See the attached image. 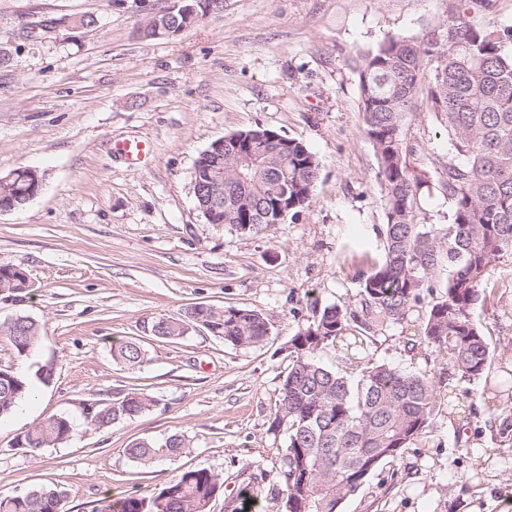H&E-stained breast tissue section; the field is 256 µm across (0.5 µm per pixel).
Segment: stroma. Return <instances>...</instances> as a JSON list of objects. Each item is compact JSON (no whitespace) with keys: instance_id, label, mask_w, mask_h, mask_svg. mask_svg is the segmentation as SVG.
I'll return each mask as SVG.
<instances>
[{"instance_id":"1","label":"stroma","mask_w":512,"mask_h":512,"mask_svg":"<svg viewBox=\"0 0 512 512\" xmlns=\"http://www.w3.org/2000/svg\"><path fill=\"white\" fill-rule=\"evenodd\" d=\"M448 0H224V10L170 38L138 31L135 0H0V176L39 171L38 193L0 211V264L30 288L0 293V321L28 316L42 335L18 355L0 335V365L29 394L0 418V494L51 487L64 512H95L106 496L158 493L179 472L207 468L224 486L209 512H278L274 493L288 444L271 423L288 371V342L316 309L353 307L362 276L383 256L386 209L363 130L355 59L389 36L421 37ZM95 17L90 28L76 18ZM407 161L436 182L447 141L433 113L405 118ZM263 126L302 141L320 162L310 203L278 224L243 233L197 210L191 175L224 135ZM153 141L129 164L113 142ZM493 299L476 320L496 354L512 355V254L493 264ZM205 305L256 310L263 344L235 347L206 330L154 337L153 320ZM423 315L380 333L375 361L407 372L440 368L434 348H405ZM135 340L139 366L113 344ZM130 392L150 410L99 428L91 401ZM54 416L72 436L31 450L17 441ZM508 413L481 411L463 433L436 417L427 434L384 462L341 512H512ZM184 434L189 448L142 467L128 446ZM261 475L259 489L249 484ZM112 356L119 363L135 365L143 363L145 350L137 341H124L118 346L112 347Z\"/></svg>"}]
</instances>
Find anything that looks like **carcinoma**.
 Segmentation results:
<instances>
[{
    "instance_id": "cac0c4a2",
    "label": "carcinoma",
    "mask_w": 512,
    "mask_h": 512,
    "mask_svg": "<svg viewBox=\"0 0 512 512\" xmlns=\"http://www.w3.org/2000/svg\"><path fill=\"white\" fill-rule=\"evenodd\" d=\"M494 0H448V14L417 39L392 36L361 54L358 64L363 124L378 163L387 223L384 258L363 277L355 308H323L292 336L288 372L282 379L278 413L271 429L285 430L288 445L276 496L281 512H339L383 462L395 459L426 434L442 403L448 421L468 425L476 404H464L453 391H437L429 370L405 372L387 363H367L380 328L404 321L415 306L424 309L417 342L446 356V374L459 381L482 376L489 367L490 344L479 323L482 308L495 288L493 262L512 253V53L503 44L512 29L486 27ZM182 22L165 30L139 27L145 38L173 37ZM425 107L433 113L448 140V162L441 164L438 184L448 197L446 224H421L424 178L412 173L406 159L405 117ZM253 153L236 163L234 176L224 178V223L253 230L277 222V206L288 189V207H306L319 178L317 157L300 140L258 126ZM216 155L207 147L198 155L192 179L206 180ZM10 192L0 194V208H20L39 189L36 171L9 173ZM448 278L440 281L442 270ZM26 272L0 264V290L13 293ZM162 338L178 340L189 326L201 327L233 346H256L269 335L266 317L255 310L198 305L179 317H160ZM0 335L20 355L41 337L40 324L29 318L12 331L0 322ZM332 347L348 366L326 368L318 352ZM123 364L144 361L137 341L112 347ZM27 379L0 367V417L9 415L28 395ZM153 401L130 392L110 404L91 402L90 422L108 427L131 420ZM68 419L55 417L33 426L18 444L33 450L67 440ZM189 447L185 436L139 441L127 454L147 466L176 457ZM223 487L220 474L206 468L175 475L150 497L105 498L97 512H209ZM62 492L40 488L23 495H0V512H62Z\"/></svg>"
}]
</instances>
